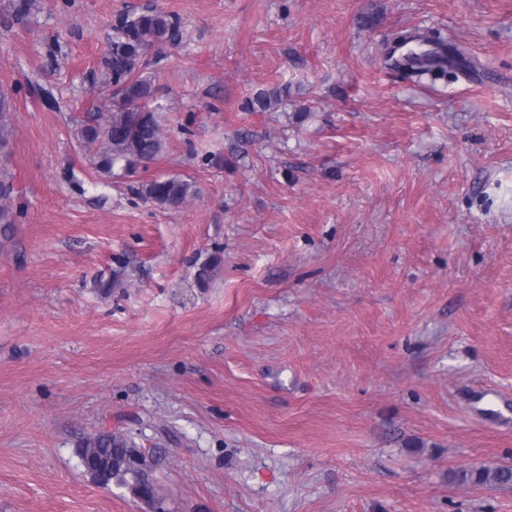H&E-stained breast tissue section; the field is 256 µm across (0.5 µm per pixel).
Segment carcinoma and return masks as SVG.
Masks as SVG:
<instances>
[{
    "label": "carcinoma",
    "mask_w": 512,
    "mask_h": 512,
    "mask_svg": "<svg viewBox=\"0 0 512 512\" xmlns=\"http://www.w3.org/2000/svg\"><path fill=\"white\" fill-rule=\"evenodd\" d=\"M37 9L36 0H11L10 11L17 21L27 19ZM181 38L177 18L157 10L120 14L112 23V43L107 62L106 82L112 94L105 111L94 115L80 129L81 144L92 154L93 165L110 172L119 165L131 173L147 166L165 147V129L159 108L152 106L155 88L144 76L148 52ZM448 57L434 50L418 51L411 56L405 71L415 77L445 75ZM282 90L272 88L258 95L263 110L277 105ZM12 128L9 99L0 95V148L7 145ZM12 182L0 176V249L14 235L16 214L11 207ZM138 196L163 209H178L197 195L194 184L180 177H155L138 185ZM79 456L85 472L97 485L126 489L139 501L151 497L163 500L155 485L147 458L135 448V442L122 432L100 431L86 436L79 444ZM459 484L482 485L512 483V468L462 467L450 473Z\"/></svg>",
    "instance_id": "cac0c4a2"
}]
</instances>
